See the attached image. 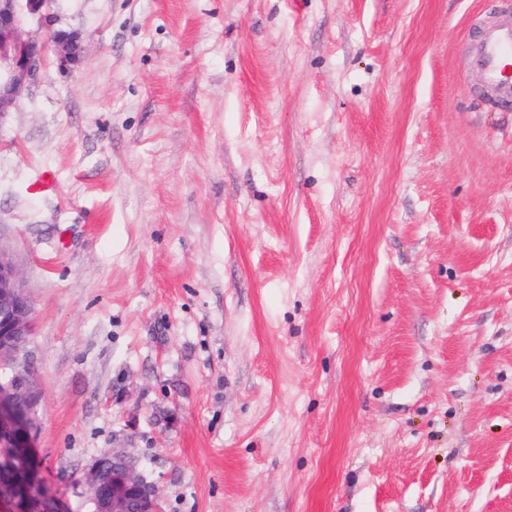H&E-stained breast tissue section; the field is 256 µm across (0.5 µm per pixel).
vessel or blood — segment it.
<instances>
[{
    "mask_svg": "<svg viewBox=\"0 0 512 512\" xmlns=\"http://www.w3.org/2000/svg\"><path fill=\"white\" fill-rule=\"evenodd\" d=\"M475 58L485 85L502 99L512 98V19H497L483 27Z\"/></svg>",
    "mask_w": 512,
    "mask_h": 512,
    "instance_id": "obj_1",
    "label": "vessel or blood"
}]
</instances>
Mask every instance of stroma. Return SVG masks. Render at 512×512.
<instances>
[{"instance_id":"stroma-1","label":"stroma","mask_w":512,"mask_h":512,"mask_svg":"<svg viewBox=\"0 0 512 512\" xmlns=\"http://www.w3.org/2000/svg\"><path fill=\"white\" fill-rule=\"evenodd\" d=\"M504 7L52 0L84 57L0 122V248L61 512L115 449L163 512H512ZM475 58L485 85L502 99L512 98V19H497L483 27Z\"/></svg>"}]
</instances>
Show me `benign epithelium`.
I'll return each mask as SVG.
<instances>
[{
  "instance_id": "7a95c632",
  "label": "benign epithelium",
  "mask_w": 512,
  "mask_h": 512,
  "mask_svg": "<svg viewBox=\"0 0 512 512\" xmlns=\"http://www.w3.org/2000/svg\"><path fill=\"white\" fill-rule=\"evenodd\" d=\"M49 0H0V121L17 106L25 83L37 78L48 53L65 69L78 65L84 49L74 31L53 28ZM27 18L46 31L41 40L20 37ZM32 300L9 253L0 249V357L9 362V381L0 384V501L11 512H58L50 493L35 499L40 483L33 448L39 402L32 367L26 357L31 335ZM80 496L94 512H161L160 492L138 459L123 450L95 459L82 480Z\"/></svg>"
}]
</instances>
